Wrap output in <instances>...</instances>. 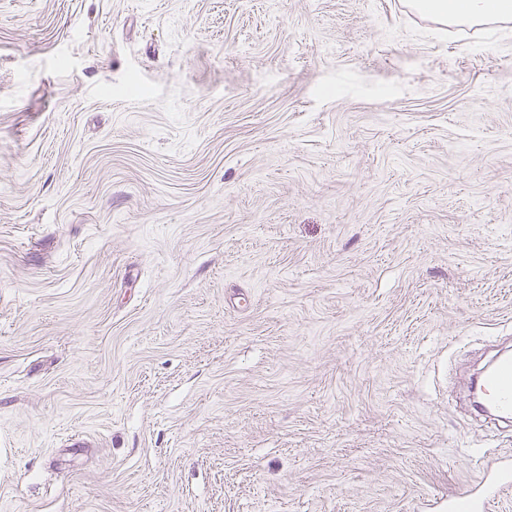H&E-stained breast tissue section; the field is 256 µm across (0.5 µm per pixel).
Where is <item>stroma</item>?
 I'll list each match as a JSON object with an SVG mask.
<instances>
[{
  "label": "stroma",
  "instance_id": "1",
  "mask_svg": "<svg viewBox=\"0 0 512 512\" xmlns=\"http://www.w3.org/2000/svg\"><path fill=\"white\" fill-rule=\"evenodd\" d=\"M506 340L512 20L0 0V512H444Z\"/></svg>",
  "mask_w": 512,
  "mask_h": 512
}]
</instances>
